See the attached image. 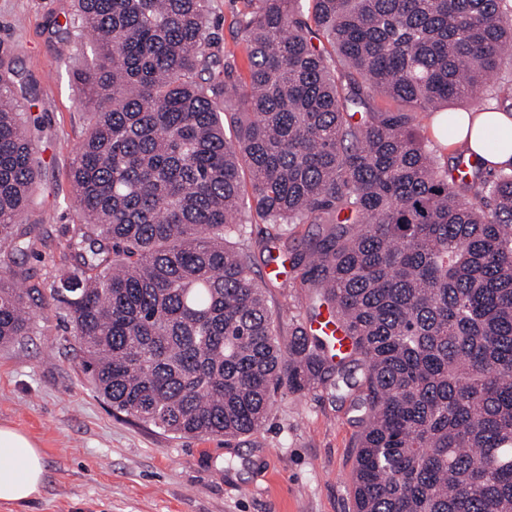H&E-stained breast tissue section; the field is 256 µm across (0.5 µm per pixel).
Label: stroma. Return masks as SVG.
I'll list each match as a JSON object with an SVG mask.
<instances>
[{
	"label": "stroma",
	"instance_id": "35a3bbf8",
	"mask_svg": "<svg viewBox=\"0 0 512 512\" xmlns=\"http://www.w3.org/2000/svg\"><path fill=\"white\" fill-rule=\"evenodd\" d=\"M72 10L73 0H0V52L38 88L30 111L42 175L21 222L34 227L40 243L37 254L16 255L14 268L46 295L34 305V333L0 345V425L38 445L45 483L25 508L0 503V512H353L357 427L349 399L322 387L285 392L265 426L248 436L179 438L113 409L83 375L66 310L47 296L66 264L64 229L74 221L68 172L91 120L77 80L89 47L62 44L52 27ZM244 10V0L210 2L219 51L240 69L245 53L235 21ZM246 229L237 246L280 235L300 251L321 232L316 224L256 218ZM265 294L289 339L311 291L269 281Z\"/></svg>",
	"mask_w": 512,
	"mask_h": 512
}]
</instances>
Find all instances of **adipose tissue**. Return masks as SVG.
I'll return each instance as SVG.
<instances>
[{
  "label": "adipose tissue",
  "instance_id": "adipose-tissue-1",
  "mask_svg": "<svg viewBox=\"0 0 512 512\" xmlns=\"http://www.w3.org/2000/svg\"><path fill=\"white\" fill-rule=\"evenodd\" d=\"M469 144L482 170L512 167V114L508 112L462 113L450 129L446 145L456 152ZM45 482V463L40 448L20 430L0 425V502L23 506L40 496Z\"/></svg>",
  "mask_w": 512,
  "mask_h": 512
}]
</instances>
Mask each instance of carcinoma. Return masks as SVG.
<instances>
[{
  "label": "carcinoma",
  "instance_id": "cac0c4a2",
  "mask_svg": "<svg viewBox=\"0 0 512 512\" xmlns=\"http://www.w3.org/2000/svg\"><path fill=\"white\" fill-rule=\"evenodd\" d=\"M90 126L69 170L70 266L51 288L112 408L180 437L262 428L281 390L330 386L360 428L355 512H512V172L440 168L420 112L486 105L512 0H247V75L210 0H76ZM231 114L233 135L224 130ZM40 177L0 57V345L30 335L14 255ZM326 224L292 269L319 290L283 348L245 215ZM326 309L350 343L308 333Z\"/></svg>",
  "mask_w": 512,
  "mask_h": 512
}]
</instances>
